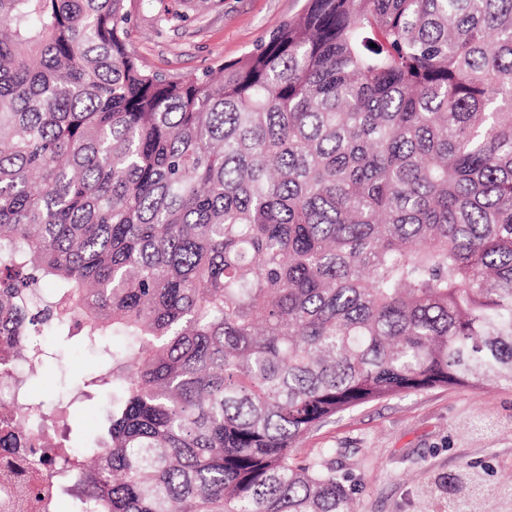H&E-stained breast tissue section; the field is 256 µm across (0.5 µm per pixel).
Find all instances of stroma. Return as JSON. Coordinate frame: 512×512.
Masks as SVG:
<instances>
[{
  "label": "stroma",
  "mask_w": 512,
  "mask_h": 512,
  "mask_svg": "<svg viewBox=\"0 0 512 512\" xmlns=\"http://www.w3.org/2000/svg\"><path fill=\"white\" fill-rule=\"evenodd\" d=\"M302 6V0H212L188 21L162 24L157 6L131 0L127 42L146 71L171 79L200 74L255 50ZM98 364L97 350L73 337L59 346L33 391L53 404ZM109 403L106 393L90 391L68 409L69 427L95 433ZM322 448L347 474L356 512H448V479L466 466L491 490L490 512H512V385L432 388L368 404L310 431L295 453L305 458Z\"/></svg>",
  "instance_id": "obj_1"
}]
</instances>
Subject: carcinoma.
<instances>
[{"instance_id":"obj_1","label":"carcinoma","mask_w":512,"mask_h":512,"mask_svg":"<svg viewBox=\"0 0 512 512\" xmlns=\"http://www.w3.org/2000/svg\"><path fill=\"white\" fill-rule=\"evenodd\" d=\"M128 2L0 0V448L53 452L62 512H354L307 433L512 384V0H305L175 80ZM37 324L98 349V432L31 395ZM10 356H11V354L5 350L3 343L1 346V340H0V365H4V363H6L8 365V370H9L8 377L0 376V437H1V429H2L1 421L3 420V414L1 413V412H3L2 404H3L4 400L12 401L14 399V396L17 395V391L15 389L17 386V383H15L14 380L17 376L18 363L14 357L10 358Z\"/></svg>"}]
</instances>
